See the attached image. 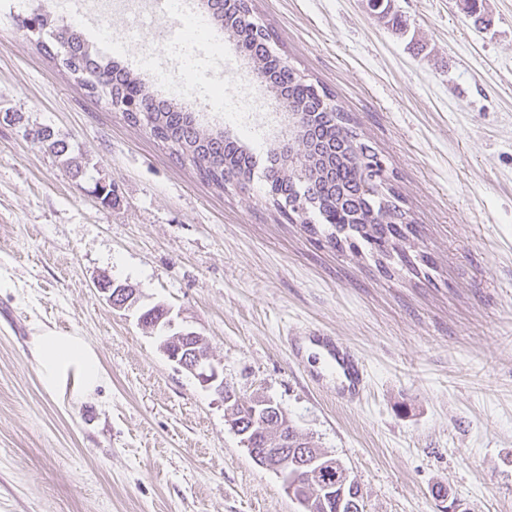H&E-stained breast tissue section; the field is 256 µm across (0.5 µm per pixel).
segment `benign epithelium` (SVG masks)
Instances as JSON below:
<instances>
[{
	"label": "benign epithelium",
	"instance_id": "1",
	"mask_svg": "<svg viewBox=\"0 0 512 512\" xmlns=\"http://www.w3.org/2000/svg\"><path fill=\"white\" fill-rule=\"evenodd\" d=\"M101 291L107 294V300L114 308L129 311L139 307L137 289L127 284L108 281L101 287ZM139 322L148 324L150 329L161 334L159 347L170 361L196 377L203 386L214 389L222 397L228 414L237 418L238 411L245 408L254 417L262 416L263 427L275 436L281 437V442H288L285 435L288 433V425L291 421L284 410L269 398L256 395L246 399L224 386V376L220 373L218 364L198 351V347L204 340L201 333L177 323L171 317L170 310L160 305L142 310ZM234 428L243 437L244 445L259 466L279 474L288 473V469L285 468L286 461H284V457L288 456V450L268 448L264 444L256 443L252 429L244 428L241 422L234 425ZM304 467L308 470V476L312 477L322 470H335L336 459L330 454L322 453L305 463ZM303 482L302 476L287 480L288 492L301 506L302 512H315L313 499H307L302 494Z\"/></svg>",
	"mask_w": 512,
	"mask_h": 512
}]
</instances>
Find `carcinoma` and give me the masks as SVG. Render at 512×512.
<instances>
[{"mask_svg": "<svg viewBox=\"0 0 512 512\" xmlns=\"http://www.w3.org/2000/svg\"><path fill=\"white\" fill-rule=\"evenodd\" d=\"M207 14L214 23L223 19L220 29L251 60L253 70H274V81L287 89L288 112L294 114L308 167L299 174L280 153H274L278 162L265 172L273 202L288 208V220L305 225L311 233L316 232L317 223L330 226L328 243L336 248L364 247L377 256L387 273L392 260L415 274L421 272L429 260L410 253L407 246L419 230L398 205L384 170L377 168L374 180L364 175L377 154L347 126L345 112L326 103L327 93L270 50L271 35L252 17L249 0H208ZM22 26L47 36L38 42L40 52L52 59L60 58L90 93L104 95L108 104L125 113L130 122L145 126L157 139L170 144L205 180L222 188L232 181L251 178L246 150L240 146L226 148L224 132L202 126L193 113L176 101L159 97L132 73L125 71L121 78H115L112 59L100 56L79 29L56 24L48 11L29 15ZM32 139L70 162L66 141L51 139L42 129L34 131Z\"/></svg>", "mask_w": 512, "mask_h": 512, "instance_id": "obj_1", "label": "carcinoma"}]
</instances>
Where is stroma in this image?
<instances>
[{"label": "stroma", "instance_id": "obj_1", "mask_svg": "<svg viewBox=\"0 0 512 512\" xmlns=\"http://www.w3.org/2000/svg\"><path fill=\"white\" fill-rule=\"evenodd\" d=\"M56 0H0V512H300L258 466L222 398L160 351L99 282L127 283L205 337L224 382L288 413L359 482L365 512H512V0H253L272 50L325 89L417 225L426 275L383 272L274 206L262 169L217 188L41 55L17 21ZM248 147L286 116L201 115ZM50 127L90 176L23 134ZM115 185L107 203L96 183ZM319 327L362 356L357 406L314 385ZM85 337L107 380L48 393L31 339Z\"/></svg>", "mask_w": 512, "mask_h": 512}]
</instances>
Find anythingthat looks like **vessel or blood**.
I'll use <instances>...</instances> for the list:
<instances>
[{
	"label": "vessel or blood",
	"instance_id": "1",
	"mask_svg": "<svg viewBox=\"0 0 512 512\" xmlns=\"http://www.w3.org/2000/svg\"><path fill=\"white\" fill-rule=\"evenodd\" d=\"M309 345L316 347L322 358L321 368L309 374L311 381L320 385L326 379H335L337 399L350 405L359 404L367 392L369 379L364 361L354 347L319 329L288 341L289 352L296 360Z\"/></svg>",
	"mask_w": 512,
	"mask_h": 512
}]
</instances>
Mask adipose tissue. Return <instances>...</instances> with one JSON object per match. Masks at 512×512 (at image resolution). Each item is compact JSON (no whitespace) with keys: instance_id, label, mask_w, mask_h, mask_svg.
<instances>
[{"instance_id":"obj_1","label":"adipose tissue","mask_w":512,"mask_h":512,"mask_svg":"<svg viewBox=\"0 0 512 512\" xmlns=\"http://www.w3.org/2000/svg\"><path fill=\"white\" fill-rule=\"evenodd\" d=\"M31 349L36 372L49 392L66 390L79 402L104 381L99 356L84 337L49 329L33 336Z\"/></svg>"}]
</instances>
